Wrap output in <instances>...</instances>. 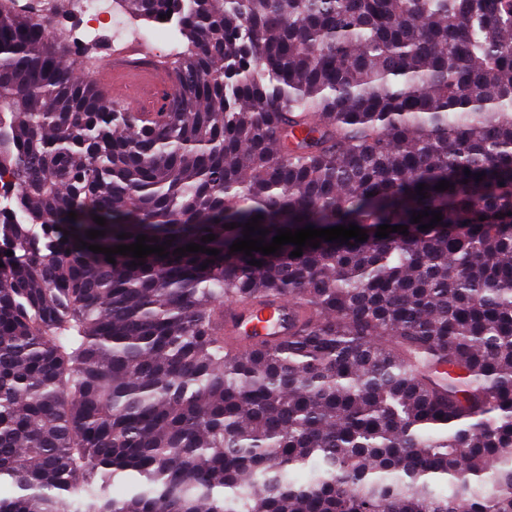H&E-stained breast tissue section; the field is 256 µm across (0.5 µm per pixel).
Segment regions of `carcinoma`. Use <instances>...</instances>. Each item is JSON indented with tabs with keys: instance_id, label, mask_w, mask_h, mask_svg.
I'll return each mask as SVG.
<instances>
[{
	"instance_id": "obj_1",
	"label": "carcinoma",
	"mask_w": 512,
	"mask_h": 512,
	"mask_svg": "<svg viewBox=\"0 0 512 512\" xmlns=\"http://www.w3.org/2000/svg\"><path fill=\"white\" fill-rule=\"evenodd\" d=\"M123 7L188 40L158 112L0 0V512H512V0ZM292 305L286 299H272L253 311H241L234 303H227L224 309V333L233 336H269L288 330V316ZM274 318L275 331L270 330L269 320Z\"/></svg>"
}]
</instances>
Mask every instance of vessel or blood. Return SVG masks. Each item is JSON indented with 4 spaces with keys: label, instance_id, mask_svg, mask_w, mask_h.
<instances>
[{
    "label": "vessel or blood",
    "instance_id": "1",
    "mask_svg": "<svg viewBox=\"0 0 512 512\" xmlns=\"http://www.w3.org/2000/svg\"><path fill=\"white\" fill-rule=\"evenodd\" d=\"M100 88L107 99L131 102L138 111L154 112L166 85L162 80V69L153 58L133 54L112 60ZM291 312V304L282 298L244 311L229 303L224 309V330L235 336H267L274 330L283 332L288 328Z\"/></svg>",
    "mask_w": 512,
    "mask_h": 512
}]
</instances>
